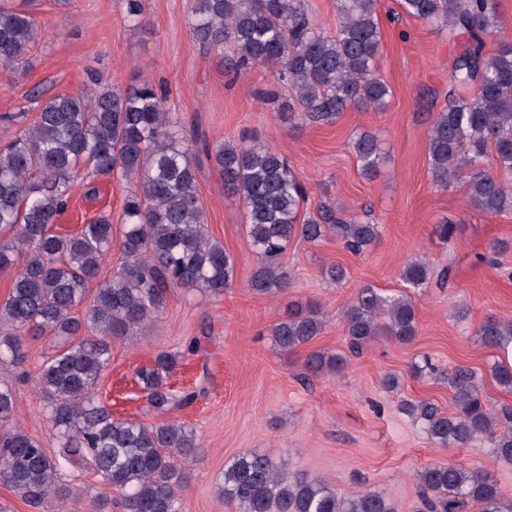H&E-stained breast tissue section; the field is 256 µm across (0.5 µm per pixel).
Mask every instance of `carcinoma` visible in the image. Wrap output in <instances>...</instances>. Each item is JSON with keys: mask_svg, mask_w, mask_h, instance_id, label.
<instances>
[{"mask_svg": "<svg viewBox=\"0 0 512 512\" xmlns=\"http://www.w3.org/2000/svg\"><path fill=\"white\" fill-rule=\"evenodd\" d=\"M377 0H337L336 33L313 24L303 0H195L191 28L199 46L223 53L235 74L257 64L277 68L288 85L279 118L330 124L348 107L388 106L390 90L378 75L380 25ZM411 17L448 28L459 46L453 60L448 108L434 118L428 135L431 178L440 188L462 183L471 204L498 215L512 211V42L485 53L486 37L499 28L497 0H398ZM32 12L0 7V65L27 62L37 35ZM165 96L148 80L120 88L99 77L94 88L50 98L36 124L0 147V267L20 252L27 259L0 300V361L22 366L25 338L55 335L64 343L37 371L42 414L60 442L57 456L12 423L14 390L0 385V482L39 507L60 494V466L88 462L109 490L120 494L121 512H182L183 466L199 448L195 429L168 422L117 419L99 400L97 385L112 356V339L126 336L158 315L172 288L221 294L234 280L235 262L208 235L198 194L206 163L224 175V189L246 210V232L260 261L251 289L261 297L281 294L288 271L281 259L295 239L310 244L330 233L362 254L379 237L366 224L330 206L300 216L305 188L288 160L258 146L187 139L185 127L166 111ZM361 173L375 176L384 156L377 136L352 140ZM492 153L496 170L485 167ZM135 181L123 207L124 264L96 288L92 306L79 319L73 311L99 277L112 252L110 217L63 235L51 225L65 211L80 171ZM407 288H425L429 262L421 257L401 271ZM349 347L360 351L384 331L400 342L417 334L416 312L407 292L359 289L343 317ZM315 311L294 315L273 331L276 346L292 351L320 334ZM495 349L512 344V322L491 315L478 329ZM199 341L161 353L138 372L149 410L166 414L192 406L194 389L176 390L169 372ZM454 411L443 413L426 400L406 404L429 439L443 448H466L483 439L496 458L512 461V411L488 407L476 373L458 366L448 374ZM422 512H512V499L479 469L450 462L415 474ZM224 499L240 512H395L380 491L338 494L317 478L283 470L266 452L232 459L224 469Z\"/></svg>", "mask_w": 512, "mask_h": 512, "instance_id": "obj_1", "label": "carcinoma"}]
</instances>
